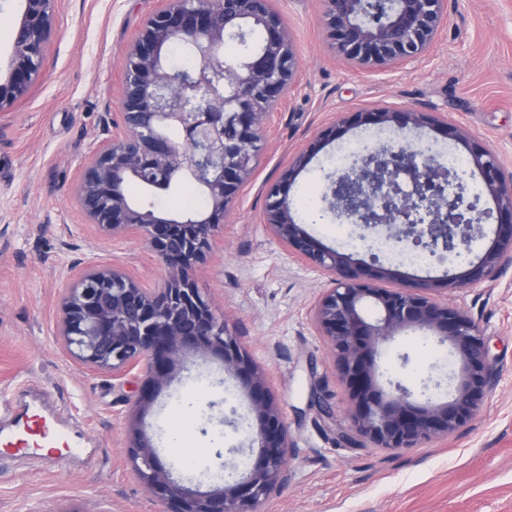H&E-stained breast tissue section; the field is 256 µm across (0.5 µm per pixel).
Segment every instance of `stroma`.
<instances>
[{
    "label": "stroma",
    "mask_w": 512,
    "mask_h": 512,
    "mask_svg": "<svg viewBox=\"0 0 512 512\" xmlns=\"http://www.w3.org/2000/svg\"><path fill=\"white\" fill-rule=\"evenodd\" d=\"M163 0H59L41 80L0 111V404L19 390H41L50 423L81 443L67 463L30 451L0 468V512H166L137 480L128 458L135 425L164 465L162 419L197 384L206 405L192 424L207 445L206 468L229 471L257 453L246 430L251 402L215 356L197 359L145 412H137L145 372L115 375L76 365L56 336L59 290L69 263L112 261L147 281L164 268L136 237L95 238L72 190L119 94L125 50ZM291 29L300 69L252 181L216 232L196 285L268 375L269 394L295 445L289 479L259 512H512V260L488 279L442 291L478 325L499 380L473 419L418 448L357 447L344 441L348 391L335 374L313 308L331 275L291 254L263 221L266 188L289 160L334 120L375 107L438 113L466 140L431 128L400 136L436 156L495 151L512 171V0H448L449 22L433 51L404 68L365 73L337 57L319 24L320 0H273ZM364 128L344 125L296 177L289 199L296 220L323 245L342 249L359 230L342 224L324 198L340 144ZM420 333L408 331L380 358L387 378L413 392L447 384L445 365ZM323 408L309 406L310 391Z\"/></svg>",
    "instance_id": "35a3bbf8"
}]
</instances>
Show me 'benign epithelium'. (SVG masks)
Listing matches in <instances>:
<instances>
[{"label":"benign epithelium","instance_id":"obj_1","mask_svg":"<svg viewBox=\"0 0 512 512\" xmlns=\"http://www.w3.org/2000/svg\"><path fill=\"white\" fill-rule=\"evenodd\" d=\"M56 8L57 0H25L15 24L11 71L0 82V110L39 80ZM448 20V0H321L320 23L329 47L368 73L423 59ZM252 27L262 31L261 47L240 60L224 58L225 41ZM176 41L189 45L197 59L187 73L165 62ZM298 68L292 34L269 0H164L127 47L112 134L91 150L74 189L85 224L110 239L140 236L165 274L148 287L115 265L91 261L68 267L58 336L70 356L89 369L114 373L146 361L142 408L188 371L190 353L220 356L224 370L251 396L252 434L260 452L239 477L208 492L183 485L149 441L135 439L133 468L146 489L167 504V512H257L288 480V432L266 376L201 297L195 274L215 228L251 179L272 114L287 101ZM354 116L357 125L403 132L429 124L445 137H465L461 128L413 107H379ZM338 129L336 124L324 129L268 188L264 221L297 258L333 275L334 287L320 298L314 317L353 403L342 439L355 446L416 448L466 425L498 382L477 324L438 293L479 283L512 257V172L492 151L469 147L468 170L479 174L493 211L479 209L478 199H448L457 174L438 170L422 151L392 143L328 176L336 218L366 230L384 224L391 229L388 240L402 250L419 247L438 258L459 249L469 252L472 241L483 236V219L496 217L492 245L443 282L403 283L375 257L372 275L362 278L351 254L322 245L296 223L288 202L295 177L318 145L337 139ZM134 179L162 191L191 181L207 199L208 211L171 214L135 202L126 191ZM375 279L395 280L399 287L378 288ZM369 304L377 310L373 319L366 315ZM407 330L448 346L458 359L457 381L447 396L432 397L427 385L416 396L399 382L382 383V353Z\"/></svg>","mask_w":512,"mask_h":512}]
</instances>
